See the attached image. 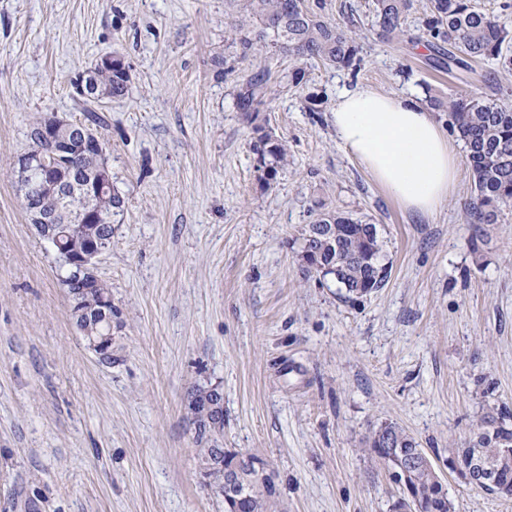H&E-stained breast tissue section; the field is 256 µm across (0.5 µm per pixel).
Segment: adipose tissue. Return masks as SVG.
I'll list each match as a JSON object with an SVG mask.
<instances>
[{
	"mask_svg": "<svg viewBox=\"0 0 512 512\" xmlns=\"http://www.w3.org/2000/svg\"><path fill=\"white\" fill-rule=\"evenodd\" d=\"M345 150L403 210L433 214L456 183L459 159L430 112L407 96L356 90L330 117Z\"/></svg>",
	"mask_w": 512,
	"mask_h": 512,
	"instance_id": "ef3b65f1",
	"label": "adipose tissue"
}]
</instances>
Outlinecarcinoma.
<instances>
[{
  "mask_svg": "<svg viewBox=\"0 0 512 512\" xmlns=\"http://www.w3.org/2000/svg\"><path fill=\"white\" fill-rule=\"evenodd\" d=\"M236 13L251 23L233 27L241 47L240 61L256 57L273 48L300 61H320L349 67L357 59L360 34L351 27H341L325 20L304 4V0H229ZM413 7V0H374L377 35L392 40L403 33V23ZM422 37L438 47L448 44L452 51L445 57L432 58L443 69L466 64L468 60L494 59L502 66H512V57L503 59L502 49L509 32L490 16L471 4V0H429V8L421 22ZM99 84L108 97L120 99L129 91V68L98 70ZM270 70L251 65L239 85L236 105L243 119L258 134L254 144L261 164L271 173L287 163L284 144L267 133L259 123L260 107L268 92ZM424 102L435 112L448 116V130L466 148L472 170V186L467 213L473 224H496L502 209L512 205V108L477 97L449 100L426 88ZM57 167L53 175L65 181L68 195L59 199L54 193H39L38 203L53 214L58 224L70 223L75 210L92 207L101 219L85 224L76 236L92 234L103 249L112 244V215L123 207L117 193L88 197L87 186L94 179L100 160L75 156L67 161L49 160ZM383 244L377 225L354 220L338 212H319L313 223L302 232L300 260L306 276L323 269H333L336 283L353 300L385 286L388 267L382 263ZM195 404L198 424L199 465L205 466L218 451L224 437V406L221 397L210 387L198 386L190 395ZM406 453L419 449L418 442L399 426H380L369 439V448L380 458L389 455L387 440ZM475 448H512V430L503 427L476 434ZM252 469L242 471L235 488L224 493V512H272L279 495L275 480L260 478L265 461L249 455ZM421 492L414 512H451L447 493L438 488L436 471L425 467L414 474Z\"/></svg>",
  "mask_w": 512,
  "mask_h": 512,
  "instance_id": "obj_1",
  "label": "carcinoma"
}]
</instances>
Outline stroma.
<instances>
[{
  "label": "stroma",
  "instance_id": "1",
  "mask_svg": "<svg viewBox=\"0 0 512 512\" xmlns=\"http://www.w3.org/2000/svg\"><path fill=\"white\" fill-rule=\"evenodd\" d=\"M363 32L356 68L269 52L261 117L286 145L268 175L235 104L244 65L228 0H0V512H224L199 471L193 387L224 394L223 447L263 457L275 512H393L401 497L367 446L403 427L454 512L512 497L449 467L482 418L512 427V206L473 224L462 141L457 184L414 216L340 144L330 113L355 88L424 85L512 106V70L434 69L417 37L374 33L372 0H305ZM130 66L125 98L97 103L125 200L96 265L112 290L111 363L76 327L67 271L21 206L12 163L56 113L85 120L73 80L100 56ZM300 85L288 77L297 67ZM377 225L390 277L356 301L305 277L315 201Z\"/></svg>",
  "mask_w": 512,
  "mask_h": 512
}]
</instances>
